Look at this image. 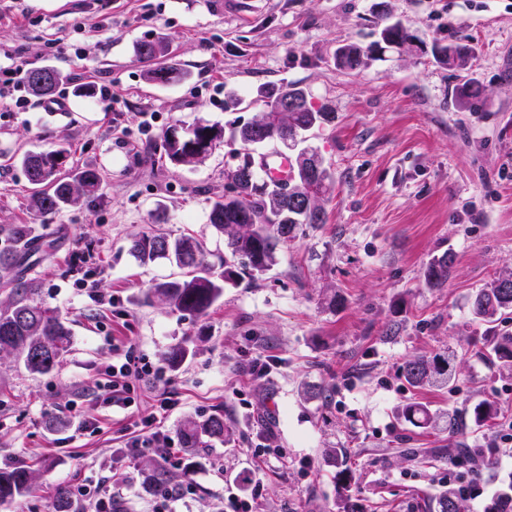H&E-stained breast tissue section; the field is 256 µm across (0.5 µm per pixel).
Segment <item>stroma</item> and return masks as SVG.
<instances>
[{"label":"stroma","instance_id":"1","mask_svg":"<svg viewBox=\"0 0 512 512\" xmlns=\"http://www.w3.org/2000/svg\"><path fill=\"white\" fill-rule=\"evenodd\" d=\"M387 15L425 41L466 42V66L445 70L410 49L358 72L338 69L337 48L368 47ZM158 37L188 70L185 82L145 81L135 48ZM1 49L24 68L65 77V111H44L31 93L29 111L0 112V228H29L34 248L20 275L65 318L71 346L43 376L0 363V461L35 459L44 472L38 490L0 512H50L57 488L94 473L124 481L125 512H149L143 471L152 457L120 456L126 437L104 391L112 341L127 336L163 363L178 345L193 348L167 370L179 399L161 423L170 436L216 409L231 428L230 442L206 449L189 476L187 452L173 445V482L191 489L178 512H220L250 479L262 484L254 512H438L437 476L456 449L497 448V463L480 471L482 496L462 502L464 512H483L512 473V439L464 421L481 401L512 420V379L478 358L486 327L469 313L471 295L512 268V0H0ZM281 83L300 84L335 114L309 136L336 177L326 223L304 225L270 271L225 289L207 316L144 304L148 288L182 271L140 265L131 238L157 228L223 254L209 211L235 164L224 146L172 164L164 131L224 123L227 89L250 98ZM79 84L110 86L115 111L77 96ZM466 84L481 97L469 108L457 99ZM56 142L69 149L67 168L100 169L104 182L45 224L19 159ZM447 251L448 281L429 287L424 269ZM87 279L107 304L88 298ZM396 319L399 331L387 335ZM449 347L458 351L454 391L407 384L408 359ZM260 353L280 360L272 377L249 375ZM411 400L464 424L452 434L405 424L396 410ZM257 429L284 460L248 454Z\"/></svg>","mask_w":512,"mask_h":512}]
</instances>
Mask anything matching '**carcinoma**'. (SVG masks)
I'll return each mask as SVG.
<instances>
[{
  "mask_svg": "<svg viewBox=\"0 0 512 512\" xmlns=\"http://www.w3.org/2000/svg\"><path fill=\"white\" fill-rule=\"evenodd\" d=\"M415 35L399 21L384 20L377 31V39L363 49L346 44L336 51V65L347 71L367 68L385 58L386 53ZM450 45L432 43V57L441 68H458L466 64L469 53L449 52ZM167 43L158 38L150 41L149 50L138 44L136 54L144 64V78L153 85L168 86L183 82L188 73L168 58ZM49 81L41 87L31 82L32 68L26 83L35 94L47 95L62 81L56 69L44 67ZM287 94L296 103L291 112L281 111V95ZM260 112L248 121L236 119L221 127L197 122L186 131L176 125L164 132L165 150L171 162L177 165L197 163L213 152L210 133L221 132L219 144L230 147V155L237 164L229 176L237 179L242 203L219 195L212 201L209 223L225 236L224 270L218 272L215 263L203 245L191 238L170 239L163 233H142L131 239L130 253L142 264L158 259L173 260L188 269L185 278L158 282L148 289L145 298L158 300L171 311L203 317L224 294V288L236 286L244 279L255 280L276 263L279 244L296 237L304 224L326 223L325 204L335 189V177L324 165L318 153L300 149L295 171L296 185L288 188L268 189V180L258 176L259 165L252 152L277 141H290L299 145L301 133L322 128L333 120L325 107H315L310 94L298 85H266L257 91ZM67 149L57 144L47 150L28 152L20 162L28 181L33 185L30 202L35 216L45 218L64 208L74 206L80 199L98 190L103 174L98 169H84L72 175L64 172ZM309 184V200L301 208L292 201L297 185ZM32 247L25 226L5 231L0 241V284L10 287V297L0 306V353L15 355L16 361L32 375L51 372L69 352L71 333L58 312L33 297L24 286L17 269ZM453 262L445 252L433 258L426 267L424 278L431 287L448 282ZM506 288H501V285ZM512 310V270L502 271L493 283L475 291L470 302L473 320L484 323L494 331L497 316ZM492 366L512 372V335H493L483 352ZM454 350L434 356L419 355L406 362L403 375L415 388L433 386L453 389L456 381ZM399 420L416 428L427 429L437 417L420 402H408L398 410ZM470 423L477 427H491L500 417L499 408L488 402H479L468 411ZM183 448H209L211 443L230 441V431L224 423V413L212 412L187 419L180 429ZM41 473L26 463L0 468V506L8 508L14 502L31 494L39 486ZM170 482L168 471L159 464L148 469L146 483L152 489H161ZM512 504V474L502 480L498 492L485 503L484 512H509Z\"/></svg>",
  "mask_w": 512,
  "mask_h": 512,
  "instance_id": "cac0c4a2",
  "label": "carcinoma"
}]
</instances>
